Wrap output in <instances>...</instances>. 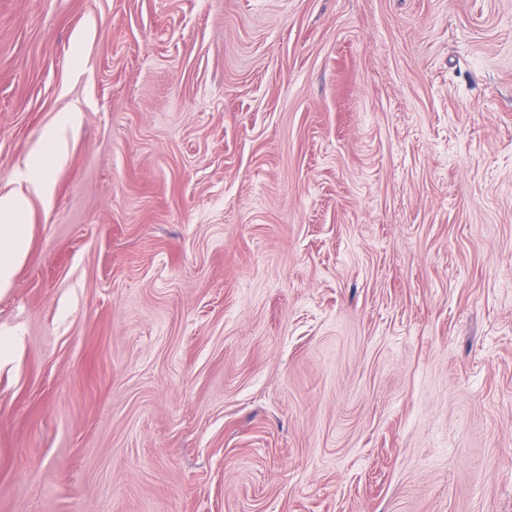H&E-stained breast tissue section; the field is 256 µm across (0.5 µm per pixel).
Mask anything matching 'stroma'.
<instances>
[{
    "mask_svg": "<svg viewBox=\"0 0 512 512\" xmlns=\"http://www.w3.org/2000/svg\"><path fill=\"white\" fill-rule=\"evenodd\" d=\"M0 512H512V0H0ZM74 120L73 113H67L59 126L50 136L47 161L35 167L24 169L19 180L26 183L15 191L0 196V288L7 287L11 281L17 263L26 252V233L24 224H14L29 204L30 195L48 197L51 193L49 175L50 161H61L66 152V128Z\"/></svg>",
    "mask_w": 512,
    "mask_h": 512,
    "instance_id": "35a3bbf8",
    "label": "stroma"
}]
</instances>
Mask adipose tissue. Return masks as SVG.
<instances>
[{"mask_svg":"<svg viewBox=\"0 0 512 512\" xmlns=\"http://www.w3.org/2000/svg\"><path fill=\"white\" fill-rule=\"evenodd\" d=\"M74 120L73 114L62 117L57 129L50 136L46 162L24 169L19 179L21 188L0 196V288L9 285L17 263L26 252V233L18 217L29 204L30 196H49L51 178L49 164L62 160L67 146L66 129Z\"/></svg>","mask_w":512,"mask_h":512,"instance_id":"ef3b65f1","label":"adipose tissue"}]
</instances>
